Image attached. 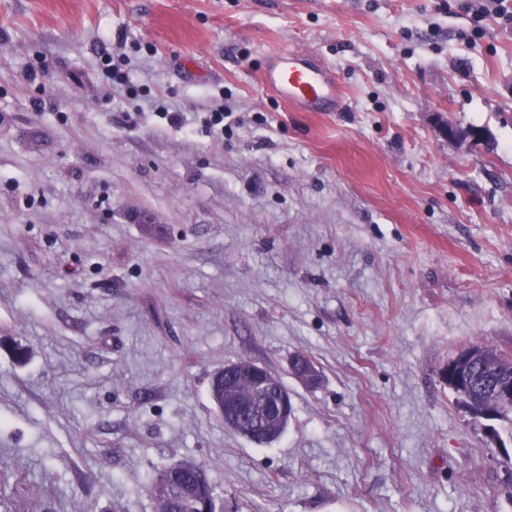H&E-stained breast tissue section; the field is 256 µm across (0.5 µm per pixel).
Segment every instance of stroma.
Wrapping results in <instances>:
<instances>
[{
	"mask_svg": "<svg viewBox=\"0 0 512 512\" xmlns=\"http://www.w3.org/2000/svg\"><path fill=\"white\" fill-rule=\"evenodd\" d=\"M470 29L446 0H0V512H158L147 475L189 459L218 512H512V436L442 378L512 354V31ZM288 49L340 110L263 86ZM243 358L291 396L268 447L208 395Z\"/></svg>",
	"mask_w": 512,
	"mask_h": 512,
	"instance_id": "obj_1",
	"label": "stroma"
}]
</instances>
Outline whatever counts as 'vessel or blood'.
<instances>
[{
	"instance_id": "1",
	"label": "vessel or blood",
	"mask_w": 512,
	"mask_h": 512,
	"mask_svg": "<svg viewBox=\"0 0 512 512\" xmlns=\"http://www.w3.org/2000/svg\"><path fill=\"white\" fill-rule=\"evenodd\" d=\"M261 80L289 106L303 112H324L342 99L334 74L303 50L277 53L263 71Z\"/></svg>"
}]
</instances>
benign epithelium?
Returning a JSON list of instances; mask_svg holds the SVG:
<instances>
[{"label": "benign epithelium", "mask_w": 512, "mask_h": 512, "mask_svg": "<svg viewBox=\"0 0 512 512\" xmlns=\"http://www.w3.org/2000/svg\"><path fill=\"white\" fill-rule=\"evenodd\" d=\"M289 368L295 377L310 384L316 383L315 371L305 359H292ZM224 379L242 381L248 386L250 395L256 397V400L251 402V406L228 412L226 422L235 433L243 434L248 431L247 423L256 410L279 424L289 419L288 389L280 384L276 374L251 360L242 359L224 368ZM488 393L489 400L484 407L483 416L491 420L503 405L512 403V381L495 380L489 385Z\"/></svg>", "instance_id": "obj_1"}]
</instances>
